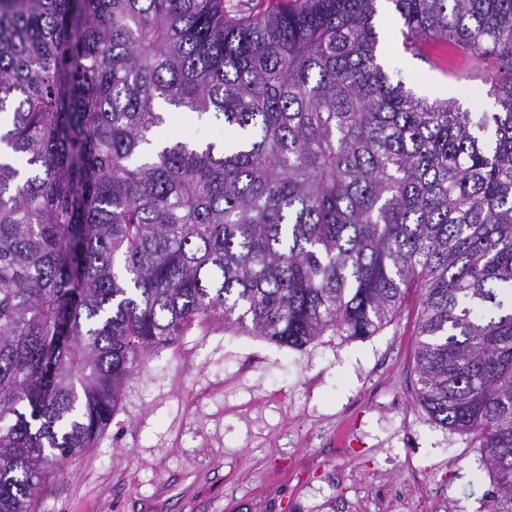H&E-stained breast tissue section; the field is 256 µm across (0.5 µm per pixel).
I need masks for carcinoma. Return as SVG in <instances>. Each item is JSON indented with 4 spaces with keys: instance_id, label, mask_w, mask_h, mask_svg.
<instances>
[{
    "instance_id": "carcinoma-1",
    "label": "carcinoma",
    "mask_w": 512,
    "mask_h": 512,
    "mask_svg": "<svg viewBox=\"0 0 512 512\" xmlns=\"http://www.w3.org/2000/svg\"><path fill=\"white\" fill-rule=\"evenodd\" d=\"M0 0V512L193 324L300 350L420 290L418 400L512 512V0H389L495 110L389 80L379 0ZM224 122L161 139L163 106Z\"/></svg>"
}]
</instances>
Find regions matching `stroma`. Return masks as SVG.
I'll return each instance as SVG.
<instances>
[{
	"label": "stroma",
	"mask_w": 512,
	"mask_h": 512,
	"mask_svg": "<svg viewBox=\"0 0 512 512\" xmlns=\"http://www.w3.org/2000/svg\"><path fill=\"white\" fill-rule=\"evenodd\" d=\"M383 6L394 78L421 97L489 109L484 67L406 52ZM418 288L364 339L295 351L218 321L155 349L96 447L41 485L33 512H487L493 480L467 435L417 398Z\"/></svg>",
	"instance_id": "1"
}]
</instances>
